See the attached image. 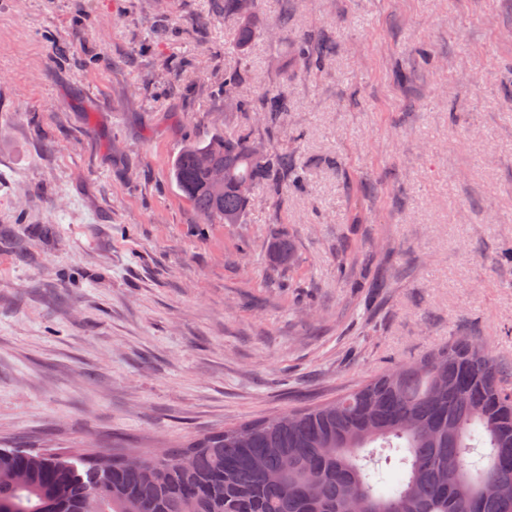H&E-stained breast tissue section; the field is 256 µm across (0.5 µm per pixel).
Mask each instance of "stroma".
<instances>
[{"mask_svg":"<svg viewBox=\"0 0 512 512\" xmlns=\"http://www.w3.org/2000/svg\"><path fill=\"white\" fill-rule=\"evenodd\" d=\"M259 15L288 24L242 58L218 0H0V443L167 448L461 335L512 362V0ZM228 68L287 97L268 143L310 178L204 224L169 168Z\"/></svg>","mask_w":512,"mask_h":512,"instance_id":"35a3bbf8","label":"stroma"}]
</instances>
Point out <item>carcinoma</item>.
I'll return each mask as SVG.
<instances>
[{"mask_svg": "<svg viewBox=\"0 0 512 512\" xmlns=\"http://www.w3.org/2000/svg\"><path fill=\"white\" fill-rule=\"evenodd\" d=\"M259 0H224L236 16L232 47L244 56L256 35ZM329 51L304 41L310 67ZM243 74L224 71V122L252 112L234 135L187 140L171 180L204 224H244L253 191L277 194L304 173L256 134L288 100L268 88L253 105ZM272 262L291 266V239L274 240ZM188 456L185 468L165 462ZM144 467L113 455L96 478L89 456L0 448V512H512V373L485 342L456 336L417 361L369 376L336 400L288 417L232 424L168 449L142 453Z\"/></svg>", "mask_w": 512, "mask_h": 512, "instance_id": "carcinoma-1", "label": "carcinoma"}]
</instances>
